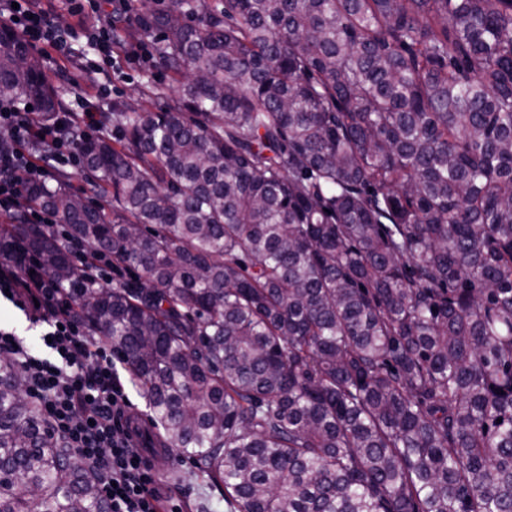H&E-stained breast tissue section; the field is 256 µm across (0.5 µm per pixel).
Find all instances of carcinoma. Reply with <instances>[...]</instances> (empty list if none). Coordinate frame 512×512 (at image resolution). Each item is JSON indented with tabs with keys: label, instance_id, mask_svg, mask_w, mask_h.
<instances>
[{
	"label": "carcinoma",
	"instance_id": "cac0c4a2",
	"mask_svg": "<svg viewBox=\"0 0 512 512\" xmlns=\"http://www.w3.org/2000/svg\"><path fill=\"white\" fill-rule=\"evenodd\" d=\"M175 94L90 107L52 213L141 272L76 289L164 447L227 512H512V0H136ZM73 128L0 19V101ZM0 512H109L0 358Z\"/></svg>",
	"mask_w": 512,
	"mask_h": 512
}]
</instances>
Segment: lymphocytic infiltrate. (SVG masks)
I'll return each mask as SVG.
<instances>
[{"mask_svg": "<svg viewBox=\"0 0 512 512\" xmlns=\"http://www.w3.org/2000/svg\"><path fill=\"white\" fill-rule=\"evenodd\" d=\"M0 16L13 20L32 48L66 51V38L31 0H0ZM62 115L76 123L77 136L60 138L55 125L38 122L34 113L14 103L0 102V213L19 208L25 184L44 181L54 169H78L80 139L99 132V114L66 107ZM39 143L48 146V157L34 155ZM59 240L85 269L81 287L120 282L111 259L88 261L83 247L67 234ZM4 296L29 321L43 326L48 337L37 351L0 328V356L15 362L28 397L54 435L87 462L111 512H161L155 469L133 424L132 402L111 354L77 317L69 286L55 282L27 256L0 261V298Z\"/></svg>", "mask_w": 512, "mask_h": 512, "instance_id": "f902f5d3", "label": "lymphocytic infiltrate"}]
</instances>
